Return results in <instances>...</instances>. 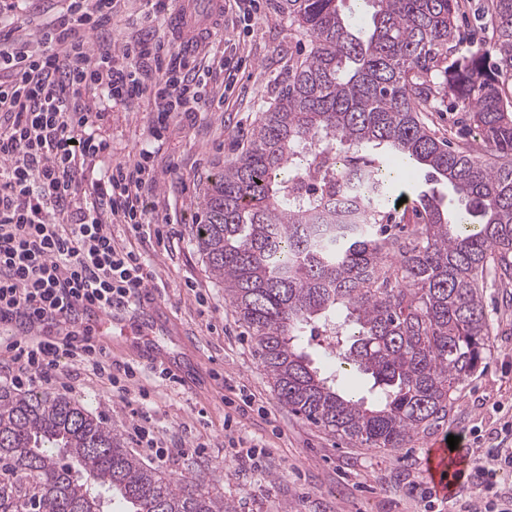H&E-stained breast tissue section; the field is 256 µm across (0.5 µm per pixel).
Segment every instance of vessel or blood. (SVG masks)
<instances>
[{
	"label": "vessel or blood",
	"mask_w": 512,
	"mask_h": 512,
	"mask_svg": "<svg viewBox=\"0 0 512 512\" xmlns=\"http://www.w3.org/2000/svg\"><path fill=\"white\" fill-rule=\"evenodd\" d=\"M195 0H181L170 22L171 29L188 31L194 25ZM157 303L150 291H143L141 304L133 313L104 314L96 307L81 306L77 309V325L88 328L90 341L96 346L111 348L113 341L122 339L134 347L138 359L149 364L164 365L179 383H186L183 363L172 345L176 333L172 326L155 323ZM57 334L68 333V326H58ZM46 324H39L24 316H13L0 320V339L12 342L23 336L48 337ZM426 470L429 483L436 495L447 498L458 492L463 483V460L450 452L447 444L430 448L426 455Z\"/></svg>",
	"instance_id": "b4317fda"
}]
</instances>
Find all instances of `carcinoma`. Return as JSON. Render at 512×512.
<instances>
[{
  "label": "carcinoma",
  "mask_w": 512,
  "mask_h": 512,
  "mask_svg": "<svg viewBox=\"0 0 512 512\" xmlns=\"http://www.w3.org/2000/svg\"><path fill=\"white\" fill-rule=\"evenodd\" d=\"M365 26L346 0H280L310 41L250 147L215 176L192 236L247 327L288 410L368 448H402L448 416L484 363L482 293L512 286V0H487L490 37L458 51L462 0H368ZM449 99L478 130L477 151L432 135L421 117ZM346 148L319 173L313 139ZM424 172L464 202L421 191L418 223L383 218L406 173ZM333 333L336 362L307 346ZM370 381L348 392L346 366ZM221 474L172 480L143 465L87 405L0 387V512H230Z\"/></svg>",
  "instance_id": "obj_1"
}]
</instances>
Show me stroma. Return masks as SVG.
I'll return each mask as SVG.
<instances>
[{"mask_svg": "<svg viewBox=\"0 0 512 512\" xmlns=\"http://www.w3.org/2000/svg\"><path fill=\"white\" fill-rule=\"evenodd\" d=\"M65 5V0H23L9 27L36 48L43 25ZM177 5L178 0H166L165 9L154 12L145 0H122L108 34L113 49L142 37L169 43L168 20ZM278 5L279 0H256L246 29L237 9L226 10L223 25L192 53L210 70L206 106L180 114L160 138L148 133L152 104L146 95L103 112L99 122L112 142L113 162L134 160L142 146H150L158 211L178 221V239L165 246L140 243L124 225L112 227L118 243L148 259L158 316L177 324L181 350L199 369L195 384L178 389L156 379L152 366L141 368L138 383L151 394L155 427L183 447L160 469L172 476L189 471L202 477L222 470L220 490L234 512H428L429 502L411 491L412 484L427 482V448L451 435L468 448L478 434L485 447H494L504 418L512 416V304L502 290L490 288L484 295L492 320L491 355L447 417L406 447L364 448L310 424L278 400L245 326L224 299L223 283L211 275L192 239L210 178L248 147L256 122L287 83L290 59L306 49ZM231 42L242 62L232 74L219 65ZM41 390L80 400L118 433L126 431L127 414L117 392L78 367L63 365L61 384ZM244 393L254 403L242 411L238 405ZM228 415L242 435L263 441L252 460L226 459Z\"/></svg>", "mask_w": 512, "mask_h": 512, "instance_id": "stroma-1", "label": "stroma"}]
</instances>
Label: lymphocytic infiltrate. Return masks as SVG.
Wrapping results in <instances>:
<instances>
[{
	"mask_svg": "<svg viewBox=\"0 0 512 512\" xmlns=\"http://www.w3.org/2000/svg\"><path fill=\"white\" fill-rule=\"evenodd\" d=\"M115 3L67 0L64 14L44 28L42 49L0 40V318L19 311L51 317L72 298L108 313L130 311L152 278L149 263L112 235L116 224L144 243L160 234L152 153L144 148L135 162H112L91 103L114 108L150 94L155 137L178 114L206 103L205 82L157 41L92 51L85 34L106 31ZM8 350L1 385L20 391L50 381L61 361L77 365L116 388L132 419V441L165 460L168 451L150 425L149 391L127 386L138 367L74 334L21 338ZM503 430L505 442L468 451L466 481L478 495L465 512H512V494L498 487L500 470L512 468V421Z\"/></svg>",
	"mask_w": 512,
	"mask_h": 512,
	"instance_id": "obj_1",
	"label": "lymphocytic infiltrate"
}]
</instances>
